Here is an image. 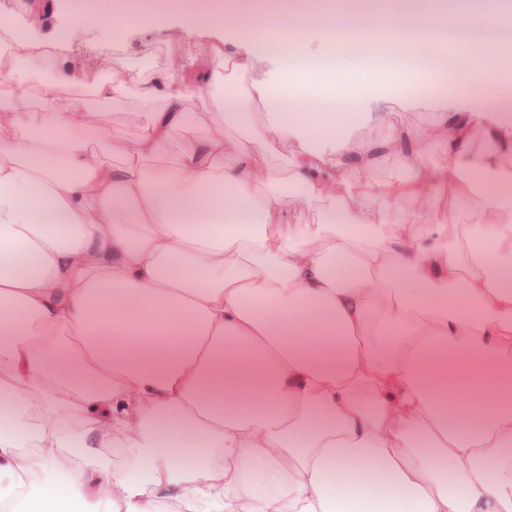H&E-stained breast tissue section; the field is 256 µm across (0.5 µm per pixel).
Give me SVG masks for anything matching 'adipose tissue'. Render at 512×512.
Here are the masks:
<instances>
[{"instance_id":"obj_1","label":"adipose tissue","mask_w":512,"mask_h":512,"mask_svg":"<svg viewBox=\"0 0 512 512\" xmlns=\"http://www.w3.org/2000/svg\"><path fill=\"white\" fill-rule=\"evenodd\" d=\"M357 18L389 74L296 59L314 24L282 13L189 79L113 69L89 91L138 100L132 138L59 103L62 41L0 22V71L51 74L39 111L0 106V512H512V88L484 99L501 71L462 65L512 27L499 0ZM206 95L257 105L248 139L176 140ZM464 172L457 232L431 198ZM294 199L320 213L301 233Z\"/></svg>"}]
</instances>
